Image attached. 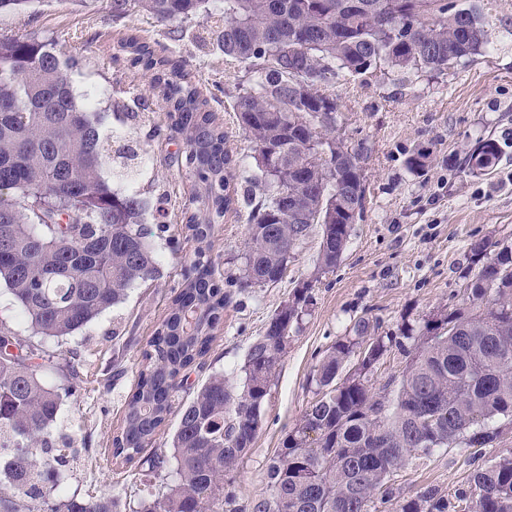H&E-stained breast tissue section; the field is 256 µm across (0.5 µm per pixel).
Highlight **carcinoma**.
I'll list each match as a JSON object with an SVG mask.
<instances>
[{
	"instance_id": "1",
	"label": "carcinoma",
	"mask_w": 512,
	"mask_h": 512,
	"mask_svg": "<svg viewBox=\"0 0 512 512\" xmlns=\"http://www.w3.org/2000/svg\"><path fill=\"white\" fill-rule=\"evenodd\" d=\"M137 8L161 22L203 16L223 21L224 57L248 65L249 89L234 112L248 133L255 170L248 179L249 233L239 276L229 288L265 287L283 277L296 248L320 227L318 270L341 259L352 224L367 202L363 154L343 149L340 112L328 88L370 69L443 71L482 54L489 43L482 13L453 0H112L119 17ZM130 61L163 86L171 126L185 134L194 178V211L185 230L197 243L192 274L172 298L168 317L142 352L139 381L127 401L113 456L132 462L172 413L178 425L170 448L149 470L174 476L150 493L140 512H380L398 499V512H512V454L495 455L446 493L428 486L400 493L397 476L437 448H490L496 418L512 420V248L470 243L479 271L450 311L425 321L411 351L407 325L399 336L370 335L353 325L316 371L322 396L288 433L266 470L268 492L240 505L224 496V475L251 448L269 383L311 304L310 283L272 315L249 347L239 379L213 373L195 396L173 407L176 378L204 365L212 331L230 293L211 278V225L234 210L229 176L238 165L227 132L206 109L180 61L157 58L137 36L127 37ZM36 40H0V283L34 335L63 338L120 304L127 290L159 273L144 222L148 204L134 190L113 188L103 174L109 136L96 113L79 102L69 70ZM303 83L306 97L295 94ZM501 148L478 139L467 155L473 174L497 166ZM430 151L408 158L424 170ZM341 196L343 223L325 220ZM366 356L343 376L351 358ZM405 354L401 376L376 388V365L392 350ZM35 349L0 328V485L25 499L0 498L3 512H40L58 485L59 466L75 454L56 448L62 394L71 384H47ZM53 512H116L110 496L71 500Z\"/></svg>"
}]
</instances>
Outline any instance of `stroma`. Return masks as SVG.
<instances>
[{"instance_id":"stroma-1","label":"stroma","mask_w":512,"mask_h":512,"mask_svg":"<svg viewBox=\"0 0 512 512\" xmlns=\"http://www.w3.org/2000/svg\"><path fill=\"white\" fill-rule=\"evenodd\" d=\"M482 8L491 42L481 56L442 72L371 70L336 83L338 127L347 144L361 150L368 185L364 216L354 224L336 267L318 273L319 233L295 251L283 278L263 288L233 289L232 301L213 332L203 369L184 373L177 401L189 400L208 374L240 377L251 343L295 288L311 282L312 302L270 383L262 424L250 450L224 478V490L243 503L267 490L266 469L289 431L321 395L313 375L326 350L348 335L359 318L378 336L399 334L404 324L422 329L425 319L452 307L467 274L477 272L469 249L484 238L512 244V0H455ZM215 22L200 18L166 23L130 10L112 14V0H31L23 10L0 13V38L35 39L61 60H75L71 80L79 98H91L112 138L113 153L134 149L129 177L116 176L113 161L103 171L114 187H134L149 202L147 222L160 274L138 284L126 300L72 336L32 335L5 286H0V326L11 329L49 357L44 375L52 386L67 383L70 365L80 382L64 396L57 432L78 450L60 469L61 482L49 506L70 499L114 497L117 512H135L162 479L147 478V461L167 447L175 429L167 422L151 445L126 463L114 458L112 438L124 422L126 404L142 368V352L168 316L196 243L182 231L194 192L184 157L185 137L171 127L161 87L132 66L121 45L137 35L161 57L183 61L218 122L228 148L241 159L230 182L242 193L255 166L250 142L232 105L247 85L244 66L229 64L217 43ZM492 137L503 149L494 172L473 175L466 156L477 139ZM432 152L428 168L411 172L408 157L420 147ZM249 208L213 225L212 260L217 281H228L242 263ZM473 470L466 454L440 448L402 472L403 495L426 486L452 490Z\"/></svg>"}]
</instances>
